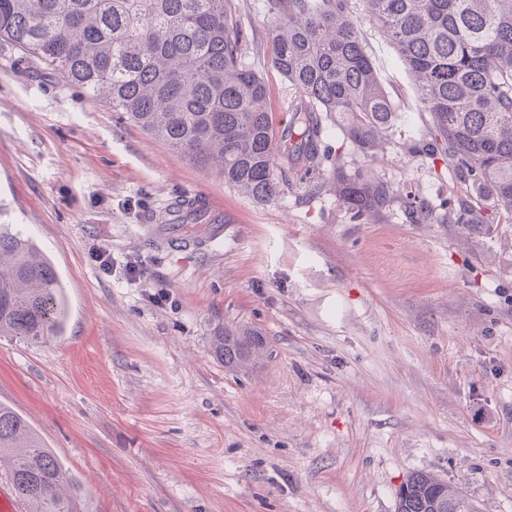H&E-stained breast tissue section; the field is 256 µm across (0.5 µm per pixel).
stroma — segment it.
<instances>
[{
  "label": "stroma",
  "instance_id": "35a3bbf8",
  "mask_svg": "<svg viewBox=\"0 0 512 512\" xmlns=\"http://www.w3.org/2000/svg\"><path fill=\"white\" fill-rule=\"evenodd\" d=\"M224 5L274 125L289 123L299 94L271 63L267 0ZM362 31L400 112L388 145L365 155L325 120L320 166L278 157L265 203L0 44V224L42 248L68 301L60 336H0V403L92 512H395L416 472L512 512V218L482 201L470 228L449 223L472 179L381 28ZM337 168L398 202L353 218ZM187 193L222 222L154 224ZM240 330L267 346L225 367L211 339Z\"/></svg>",
  "mask_w": 512,
  "mask_h": 512
}]
</instances>
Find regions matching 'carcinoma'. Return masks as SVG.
Listing matches in <instances>:
<instances>
[{
  "label": "carcinoma",
  "mask_w": 512,
  "mask_h": 512,
  "mask_svg": "<svg viewBox=\"0 0 512 512\" xmlns=\"http://www.w3.org/2000/svg\"><path fill=\"white\" fill-rule=\"evenodd\" d=\"M406 65L421 108L482 199L512 216V0H363ZM273 66L298 90L287 132L269 116L261 77L240 62L242 34L224 0H0V41L103 96L112 110L213 167L252 200L279 191L276 155L313 171L322 117L339 118L347 138L369 154L397 120L346 0H270ZM336 193L357 219L397 200L382 181L341 169ZM66 300L52 262L7 224L0 225V336L41 343L60 333ZM248 331L214 337L226 367L261 354ZM0 477L27 512H89L79 483L29 424L0 404ZM476 512L458 489L430 473L401 485L397 512Z\"/></svg>",
  "instance_id": "cac0c4a2"
}]
</instances>
